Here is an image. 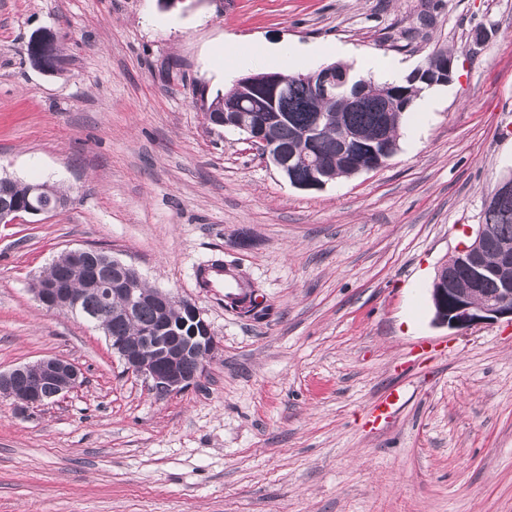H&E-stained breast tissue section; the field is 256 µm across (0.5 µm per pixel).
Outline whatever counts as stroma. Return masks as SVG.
Segmentation results:
<instances>
[{"instance_id":"stroma-1","label":"stroma","mask_w":512,"mask_h":512,"mask_svg":"<svg viewBox=\"0 0 512 512\" xmlns=\"http://www.w3.org/2000/svg\"><path fill=\"white\" fill-rule=\"evenodd\" d=\"M45 32L52 70L28 54ZM336 43L351 66L410 73L442 46L455 67L384 166L301 190L207 108L276 70L267 45L306 48V73ZM227 45L257 58L224 72ZM0 172L68 198L0 224V372L84 375L28 416L0 398V512H512V322L449 329L431 303L512 173V0H0ZM79 246L196 303L217 342L197 383L156 395L101 329L36 300ZM215 263L254 310L201 286Z\"/></svg>"}]
</instances>
